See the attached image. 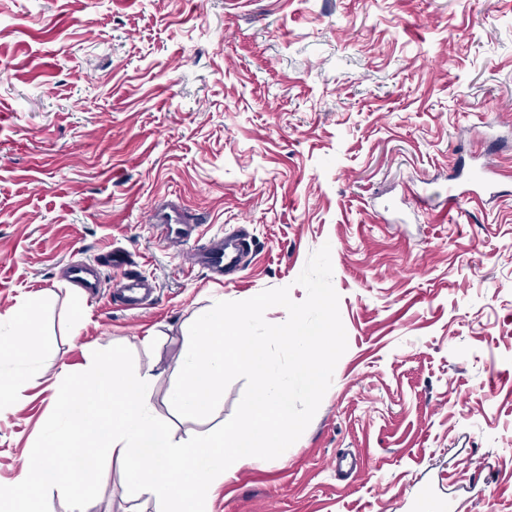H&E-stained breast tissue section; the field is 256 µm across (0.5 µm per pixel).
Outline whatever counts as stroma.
Listing matches in <instances>:
<instances>
[{
	"label": "stroma",
	"instance_id": "obj_1",
	"mask_svg": "<svg viewBox=\"0 0 512 512\" xmlns=\"http://www.w3.org/2000/svg\"><path fill=\"white\" fill-rule=\"evenodd\" d=\"M487 158L497 194L442 218ZM170 194L197 223L181 244L150 229ZM238 226L231 278L191 268ZM325 244L347 350L303 435L207 512H512V0H0V315L43 297L33 362H0L23 381L0 485L59 376L115 345L175 442L225 423L244 380L207 418L171 405L190 325L270 288L303 301ZM124 273L155 282L142 308L115 294ZM154 510L107 461L88 512Z\"/></svg>",
	"mask_w": 512,
	"mask_h": 512
}]
</instances>
